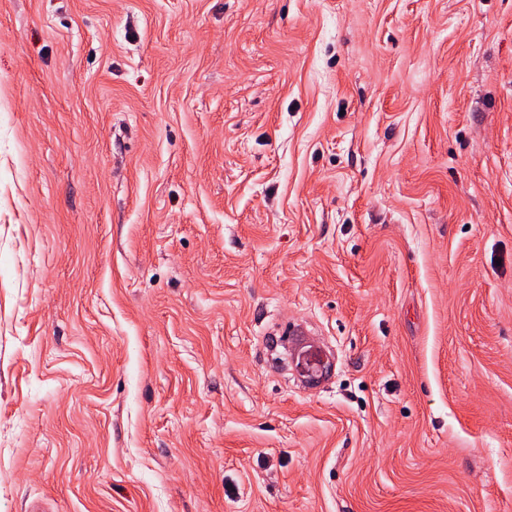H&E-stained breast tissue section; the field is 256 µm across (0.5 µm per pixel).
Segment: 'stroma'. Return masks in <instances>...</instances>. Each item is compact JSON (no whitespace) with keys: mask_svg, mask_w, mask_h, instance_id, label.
Instances as JSON below:
<instances>
[{"mask_svg":"<svg viewBox=\"0 0 512 512\" xmlns=\"http://www.w3.org/2000/svg\"><path fill=\"white\" fill-rule=\"evenodd\" d=\"M35 500L512 512V0H0Z\"/></svg>","mask_w":512,"mask_h":512,"instance_id":"obj_1","label":"stroma"}]
</instances>
